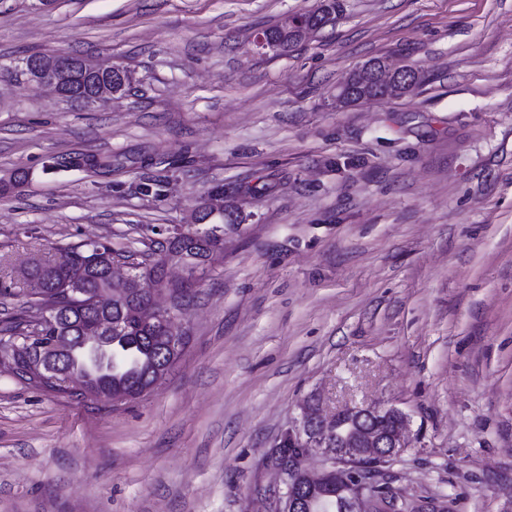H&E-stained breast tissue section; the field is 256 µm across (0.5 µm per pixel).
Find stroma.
<instances>
[{
	"label": "stroma",
	"mask_w": 512,
	"mask_h": 512,
	"mask_svg": "<svg viewBox=\"0 0 512 512\" xmlns=\"http://www.w3.org/2000/svg\"><path fill=\"white\" fill-rule=\"evenodd\" d=\"M285 55L258 31L318 0H0V321L33 256L142 254L223 188L249 214L194 286L187 345L115 407L0 368V512H275L302 404L411 418L405 512L512 494V0H340ZM131 71L75 108L23 60ZM422 81L336 108L355 68ZM99 167H77V158Z\"/></svg>",
	"instance_id": "1"
}]
</instances>
